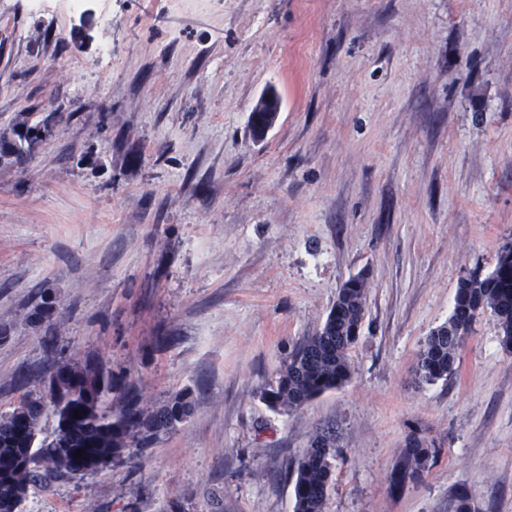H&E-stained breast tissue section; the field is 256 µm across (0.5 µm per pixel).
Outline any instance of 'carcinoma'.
Segmentation results:
<instances>
[{"instance_id": "obj_1", "label": "carcinoma", "mask_w": 512, "mask_h": 512, "mask_svg": "<svg viewBox=\"0 0 512 512\" xmlns=\"http://www.w3.org/2000/svg\"><path fill=\"white\" fill-rule=\"evenodd\" d=\"M280 108L277 95L260 101L251 112L255 134L269 128ZM18 132L16 154L34 155L40 126ZM56 294L45 289L35 302L29 322L49 327ZM366 308V280L355 277L339 289L323 327L282 360L276 385L264 392L273 409L296 410L316 396L347 382L354 368L350 348L357 342ZM490 314L500 330V345L512 353V245L498 255L494 269L483 277L459 281L448 321L426 337L420 351L415 382L433 384L453 375L465 336L475 320ZM47 395L68 390L77 381L91 390L88 399L68 402L64 410L79 412L69 423L57 422L53 436L40 437L44 396L30 393L8 413H0V512H22L29 492L50 488L59 480L74 484L89 473L118 459L140 457L161 436L177 431L190 417V391L182 390L162 406L144 411L132 399L114 406L112 373L91 364H58L42 377ZM84 454H77L78 450ZM438 450L424 439L407 444L393 469L392 488L399 491L420 481ZM336 449L330 438L315 437L297 461L293 512H325Z\"/></svg>"}]
</instances>
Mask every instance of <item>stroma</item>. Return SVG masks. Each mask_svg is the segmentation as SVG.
I'll return each instance as SVG.
<instances>
[{
  "instance_id": "1",
  "label": "stroma",
  "mask_w": 512,
  "mask_h": 512,
  "mask_svg": "<svg viewBox=\"0 0 512 512\" xmlns=\"http://www.w3.org/2000/svg\"><path fill=\"white\" fill-rule=\"evenodd\" d=\"M0 0V412L60 357L192 413L134 463L31 491L25 512H293L312 439L325 512H512V354L476 319L448 380L417 385L460 279L512 244V0ZM276 92L263 137L250 113ZM351 379L291 412L261 393L352 276ZM54 289L50 331L26 316ZM58 338L47 350V335ZM440 453L391 488L410 438ZM336 449L330 438L315 437L297 461L293 512H324Z\"/></svg>"
}]
</instances>
